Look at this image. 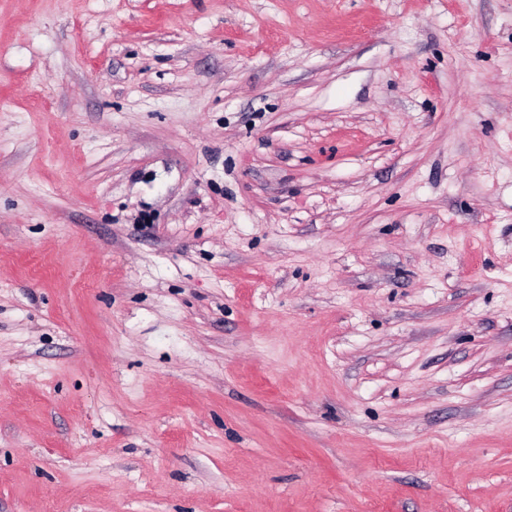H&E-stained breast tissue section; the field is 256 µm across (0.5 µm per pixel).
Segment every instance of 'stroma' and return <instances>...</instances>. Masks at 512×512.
I'll return each instance as SVG.
<instances>
[{
    "label": "stroma",
    "mask_w": 512,
    "mask_h": 512,
    "mask_svg": "<svg viewBox=\"0 0 512 512\" xmlns=\"http://www.w3.org/2000/svg\"><path fill=\"white\" fill-rule=\"evenodd\" d=\"M0 512H512V0H0Z\"/></svg>",
    "instance_id": "stroma-1"
}]
</instances>
